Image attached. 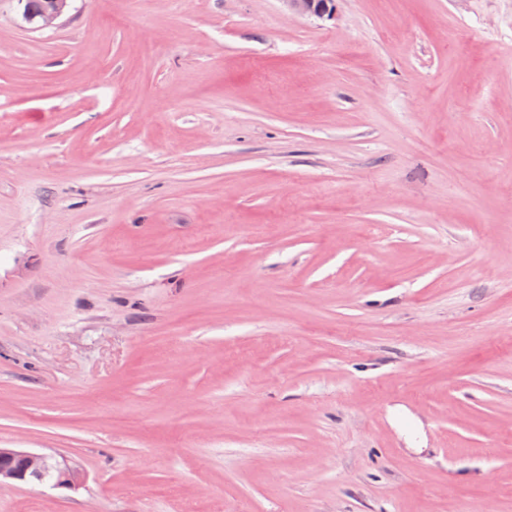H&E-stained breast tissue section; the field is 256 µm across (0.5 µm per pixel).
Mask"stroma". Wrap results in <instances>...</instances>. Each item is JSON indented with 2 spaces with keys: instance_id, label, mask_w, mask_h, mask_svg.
Instances as JSON below:
<instances>
[{
  "instance_id": "stroma-1",
  "label": "stroma",
  "mask_w": 512,
  "mask_h": 512,
  "mask_svg": "<svg viewBox=\"0 0 512 512\" xmlns=\"http://www.w3.org/2000/svg\"><path fill=\"white\" fill-rule=\"evenodd\" d=\"M0 0V512H512V0ZM328 1L333 0H285L288 9L301 15H310L317 17L330 16L333 6ZM47 473L53 475L45 481ZM83 481L79 469L64 460L47 454H38L15 448H0V485L2 483L23 482L49 484L57 489L72 490Z\"/></svg>"
}]
</instances>
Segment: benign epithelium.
Segmentation results:
<instances>
[{
  "mask_svg": "<svg viewBox=\"0 0 512 512\" xmlns=\"http://www.w3.org/2000/svg\"><path fill=\"white\" fill-rule=\"evenodd\" d=\"M288 9L301 15L317 17L332 14L333 6L328 0H284ZM69 0H46L45 7L39 14V22L49 25L65 14ZM53 479L45 481L46 474ZM83 481L79 469L56 457L38 454L15 448H0V484L10 482L49 483L57 489L72 490Z\"/></svg>",
  "mask_w": 512,
  "mask_h": 512,
  "instance_id": "7a95c632",
  "label": "benign epithelium"
}]
</instances>
